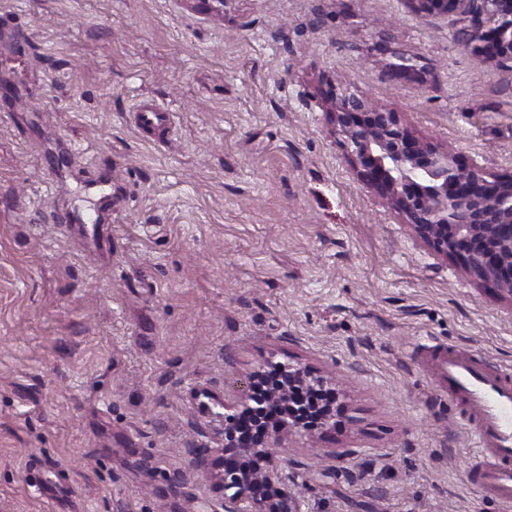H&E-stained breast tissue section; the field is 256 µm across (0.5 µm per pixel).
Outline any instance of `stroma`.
<instances>
[{
  "label": "stroma",
  "mask_w": 512,
  "mask_h": 512,
  "mask_svg": "<svg viewBox=\"0 0 512 512\" xmlns=\"http://www.w3.org/2000/svg\"><path fill=\"white\" fill-rule=\"evenodd\" d=\"M224 13L0 0V512H224L190 461L223 447L271 358L336 379L331 427L261 461L312 512H512L469 483L467 406L416 355L428 336L512 368V297L413 236L323 107L346 84L507 176L512 61L404 0ZM144 100L173 113L167 138L135 129ZM95 176L112 193L98 244L51 220L95 212Z\"/></svg>",
  "instance_id": "obj_1"
}]
</instances>
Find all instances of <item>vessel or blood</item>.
Listing matches in <instances>:
<instances>
[{
    "instance_id": "b4317fda",
    "label": "vessel or blood",
    "mask_w": 512,
    "mask_h": 512,
    "mask_svg": "<svg viewBox=\"0 0 512 512\" xmlns=\"http://www.w3.org/2000/svg\"><path fill=\"white\" fill-rule=\"evenodd\" d=\"M140 131L173 130V115L153 104L135 112ZM436 390L465 400L475 411L473 441L477 448L471 482L487 494L512 504V371L457 354L437 344H421Z\"/></svg>"
}]
</instances>
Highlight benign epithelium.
<instances>
[{"label":"benign epithelium","instance_id":"benign-epithelium-1","mask_svg":"<svg viewBox=\"0 0 512 512\" xmlns=\"http://www.w3.org/2000/svg\"><path fill=\"white\" fill-rule=\"evenodd\" d=\"M192 8L224 16V0H184ZM420 16L457 14L470 19L466 47L488 62L512 59V0H403ZM334 133L357 176L385 205L398 213L416 239L442 258H458L478 280L512 294V175L473 164L419 136L400 113L342 88L326 100ZM282 383L266 398L244 404L255 414L290 396L291 388L325 389L331 379L299 365L269 363ZM224 448L192 459L215 487L226 493V512H310L304 496L266 488L284 485L290 474L248 470L228 463L230 454L261 453L279 447L277 436L262 445L237 441L234 426L224 427Z\"/></svg>","mask_w":512,"mask_h":512}]
</instances>
